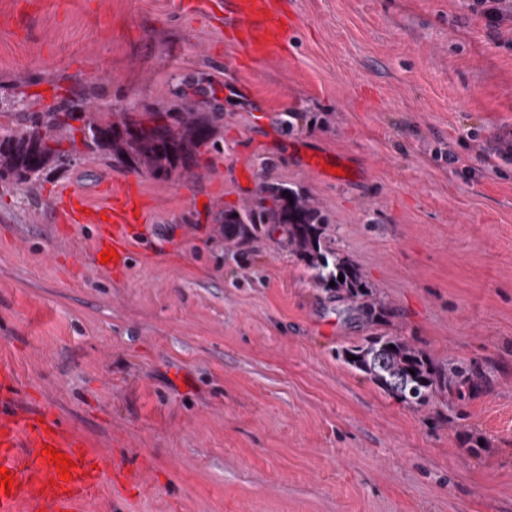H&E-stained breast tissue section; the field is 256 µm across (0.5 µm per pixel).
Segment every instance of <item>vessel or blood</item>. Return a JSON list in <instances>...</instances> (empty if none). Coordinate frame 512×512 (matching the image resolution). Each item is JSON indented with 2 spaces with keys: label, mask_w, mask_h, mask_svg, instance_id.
<instances>
[{
  "label": "vessel or blood",
  "mask_w": 512,
  "mask_h": 512,
  "mask_svg": "<svg viewBox=\"0 0 512 512\" xmlns=\"http://www.w3.org/2000/svg\"><path fill=\"white\" fill-rule=\"evenodd\" d=\"M293 25L283 0H224V27L237 47L252 58L279 54ZM107 197L105 205L97 206L85 193L69 192L66 218L97 227L92 251L115 250L106 268L120 273L128 266L133 232L145 223L146 210L135 182L110 185ZM18 395L13 371L1 366L0 466L13 475L14 482L10 493L0 492V512H79L101 474L95 455L52 408L15 409ZM50 447L72 461L69 479H61L46 453Z\"/></svg>",
  "instance_id": "1"
}]
</instances>
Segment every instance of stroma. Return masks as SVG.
I'll list each match as a JSON object with an SVG mask.
<instances>
[{"label": "stroma", "mask_w": 512, "mask_h": 512, "mask_svg": "<svg viewBox=\"0 0 512 512\" xmlns=\"http://www.w3.org/2000/svg\"><path fill=\"white\" fill-rule=\"evenodd\" d=\"M284 56L231 46L199 0H0V112L98 90L109 112L184 111L209 92L216 147L189 177L88 158L0 180V365L104 462L83 512H512V15L472 0H286ZM293 113L284 126L285 113ZM345 158L329 179L306 156ZM138 180L125 272L63 190ZM302 187L385 308L368 324L264 240H224L261 184ZM406 337L483 375L422 410L339 351Z\"/></svg>", "instance_id": "obj_1"}]
</instances>
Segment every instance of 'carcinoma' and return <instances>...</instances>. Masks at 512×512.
<instances>
[{
  "label": "carcinoma",
  "mask_w": 512,
  "mask_h": 512,
  "mask_svg": "<svg viewBox=\"0 0 512 512\" xmlns=\"http://www.w3.org/2000/svg\"><path fill=\"white\" fill-rule=\"evenodd\" d=\"M79 125H74V122ZM216 127L206 112H122L119 119L91 98L76 94L44 112H0V179L30 184L91 154L152 176H185L200 166L199 148L215 144ZM281 237L276 245L295 254L314 283L347 303V312L374 319L372 286L359 265L331 246L328 216L298 187L261 185L253 200L224 211V238L249 244ZM344 280H338V276ZM335 286H329V282ZM355 359H350V356ZM345 364L385 393L412 407L440 395L473 389L474 375L441 364L402 336H365L342 352Z\"/></svg>",
  "instance_id": "cac0c4a2"
}]
</instances>
